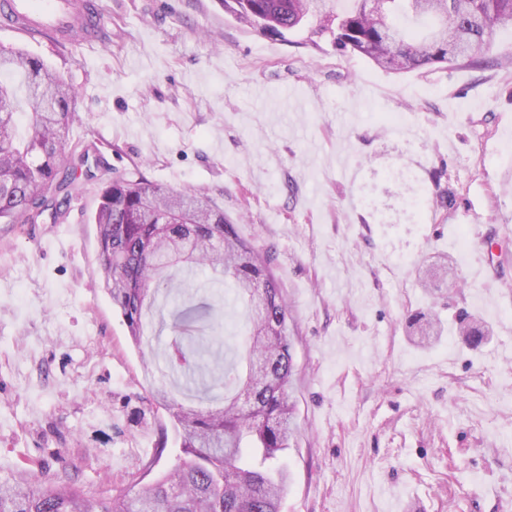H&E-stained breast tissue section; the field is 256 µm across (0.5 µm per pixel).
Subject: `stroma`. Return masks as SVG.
Masks as SVG:
<instances>
[{
    "mask_svg": "<svg viewBox=\"0 0 512 512\" xmlns=\"http://www.w3.org/2000/svg\"><path fill=\"white\" fill-rule=\"evenodd\" d=\"M98 2L103 46L0 28L73 87L69 145L105 165L62 223L0 224V480L119 490L181 454L150 405L171 330L146 319L142 353L97 276L101 191L142 177L209 196L272 252L294 363L281 512H389L390 490L400 512H512V28L485 67L394 73L310 20L280 37L219 0ZM441 265L454 277L430 281ZM190 280L223 308L206 335L237 345L242 308L207 267Z\"/></svg>",
    "mask_w": 512,
    "mask_h": 512,
    "instance_id": "stroma-1",
    "label": "stroma"
}]
</instances>
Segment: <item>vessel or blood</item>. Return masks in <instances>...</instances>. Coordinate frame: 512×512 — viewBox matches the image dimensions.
Listing matches in <instances>:
<instances>
[{
	"instance_id": "1",
	"label": "vessel or blood",
	"mask_w": 512,
	"mask_h": 512,
	"mask_svg": "<svg viewBox=\"0 0 512 512\" xmlns=\"http://www.w3.org/2000/svg\"><path fill=\"white\" fill-rule=\"evenodd\" d=\"M9 19V28L28 39L47 33L66 34L78 27L85 40L104 35L94 0H79L74 10H67L63 0H0V19Z\"/></svg>"
}]
</instances>
